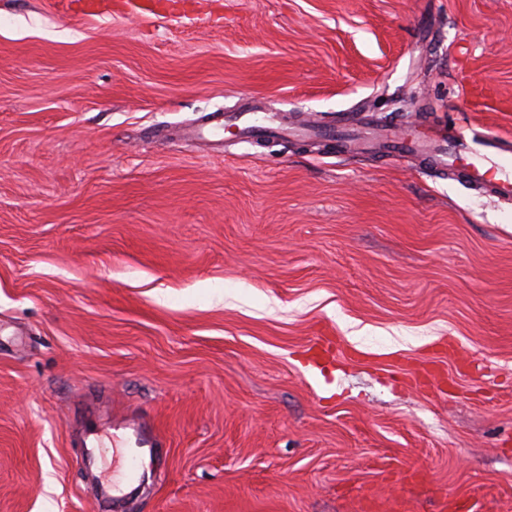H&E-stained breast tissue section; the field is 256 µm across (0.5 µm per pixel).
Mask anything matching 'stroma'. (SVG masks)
Returning a JSON list of instances; mask_svg holds the SVG:
<instances>
[{"instance_id": "1", "label": "stroma", "mask_w": 512, "mask_h": 512, "mask_svg": "<svg viewBox=\"0 0 512 512\" xmlns=\"http://www.w3.org/2000/svg\"><path fill=\"white\" fill-rule=\"evenodd\" d=\"M222 4L0 0V512H117L91 434L118 512H512V203L329 137L512 136V0ZM251 97L325 136L186 141ZM196 0H62L61 8L82 17L112 16V13L141 19L180 15L194 20L197 15Z\"/></svg>"}]
</instances>
